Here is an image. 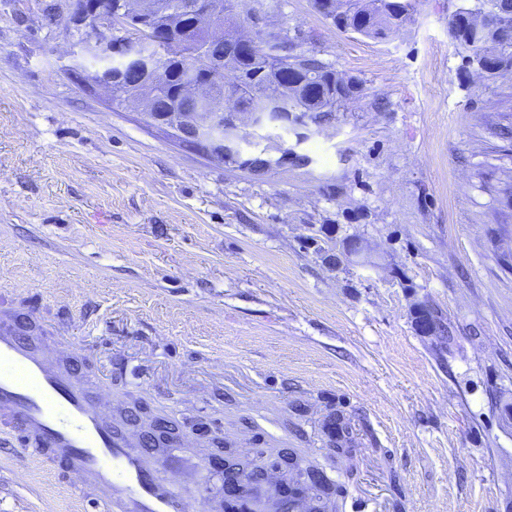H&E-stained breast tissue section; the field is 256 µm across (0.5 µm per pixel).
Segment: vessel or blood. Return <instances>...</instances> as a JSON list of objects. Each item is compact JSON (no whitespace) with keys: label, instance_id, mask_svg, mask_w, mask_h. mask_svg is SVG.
Here are the masks:
<instances>
[{"label":"vessel or blood","instance_id":"vessel-or-blood-1","mask_svg":"<svg viewBox=\"0 0 512 512\" xmlns=\"http://www.w3.org/2000/svg\"><path fill=\"white\" fill-rule=\"evenodd\" d=\"M23 317L0 297V444L68 477L71 494L92 512H186L183 494L159 477L156 457L53 355L57 332L32 336Z\"/></svg>","mask_w":512,"mask_h":512}]
</instances>
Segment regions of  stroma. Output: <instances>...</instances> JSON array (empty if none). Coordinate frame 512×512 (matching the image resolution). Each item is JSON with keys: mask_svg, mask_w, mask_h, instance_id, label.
Segmentation results:
<instances>
[{"mask_svg": "<svg viewBox=\"0 0 512 512\" xmlns=\"http://www.w3.org/2000/svg\"><path fill=\"white\" fill-rule=\"evenodd\" d=\"M463 3L420 0L379 41L263 0L362 92L285 132L306 164L254 176L82 88L68 0H0V292L61 330L93 398L297 450L341 512H512V141L448 35ZM351 238L371 263L332 260ZM417 304L453 344L417 334ZM332 405L355 464L325 460ZM217 453L188 442L162 471L190 512L222 500ZM0 512L88 510L0 447ZM336 423L334 432H329V442L336 444V448H347V455H351L357 448L355 447V424L352 419L347 417L342 411L336 410L331 414Z\"/></svg>", "mask_w": 512, "mask_h": 512, "instance_id": "35a3bbf8", "label": "stroma"}]
</instances>
